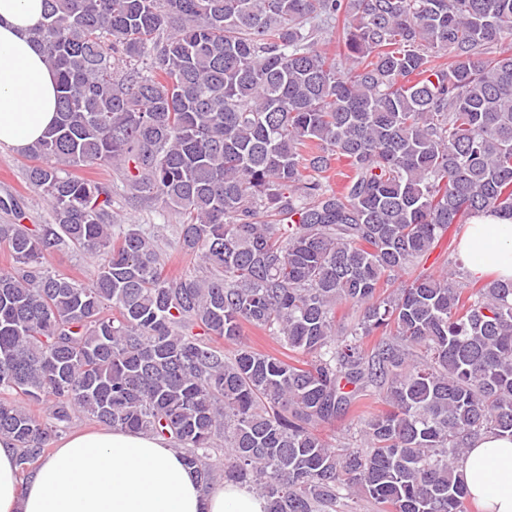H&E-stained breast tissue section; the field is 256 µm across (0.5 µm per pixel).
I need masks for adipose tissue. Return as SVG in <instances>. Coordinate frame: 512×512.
I'll return each instance as SVG.
<instances>
[{"instance_id":"ef3b65f1","label":"adipose tissue","mask_w":512,"mask_h":512,"mask_svg":"<svg viewBox=\"0 0 512 512\" xmlns=\"http://www.w3.org/2000/svg\"><path fill=\"white\" fill-rule=\"evenodd\" d=\"M44 0H0V146L26 151L56 117L57 78L32 37ZM459 257L472 279L512 280V218L473 216ZM481 512H512V437H475L460 469ZM234 482L202 489L168 440L132 430L76 432L21 480L11 440L0 438V512H266Z\"/></svg>"}]
</instances>
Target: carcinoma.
Segmentation results:
<instances>
[{
    "label": "carcinoma",
    "instance_id": "1",
    "mask_svg": "<svg viewBox=\"0 0 512 512\" xmlns=\"http://www.w3.org/2000/svg\"><path fill=\"white\" fill-rule=\"evenodd\" d=\"M45 2L57 119L27 179L51 223L0 224V436L20 470L81 412L167 438L203 488L248 484L267 512L354 494L469 512L470 442L512 437V282L413 272L451 225L512 217V0ZM93 165L175 216L206 273L165 276L158 236L71 173ZM65 240L100 259L92 286L44 268ZM376 396L353 442L323 434ZM242 334L243 340L258 352L273 354L278 357H283L281 353L287 352L274 339L262 331L244 326Z\"/></svg>",
    "mask_w": 512,
    "mask_h": 512
}]
</instances>
